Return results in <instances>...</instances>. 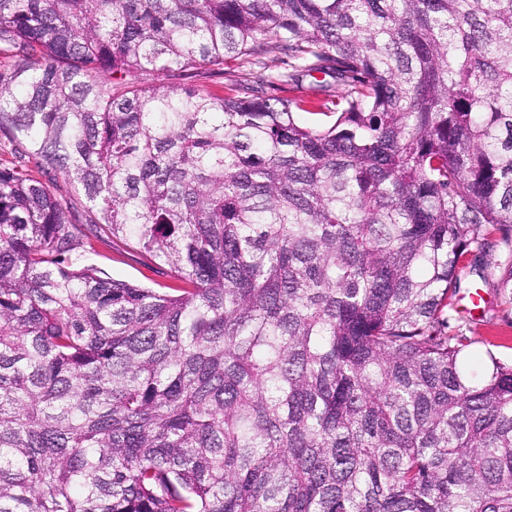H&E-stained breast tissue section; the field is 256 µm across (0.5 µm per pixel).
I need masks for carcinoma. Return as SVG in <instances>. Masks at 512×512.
I'll list each match as a JSON object with an SVG mask.
<instances>
[{"mask_svg": "<svg viewBox=\"0 0 512 512\" xmlns=\"http://www.w3.org/2000/svg\"><path fill=\"white\" fill-rule=\"evenodd\" d=\"M0 47V512H512V365L448 334L465 258L512 304V0H0ZM251 61L253 64L246 63L244 67L241 68H239L241 65H238V62H231L224 63L223 68L212 67L211 69L203 68L185 72L174 71L168 76L163 77H157L153 73L144 72L139 76V81L144 84H150L156 82L157 79H164V82L173 86H197L213 94H222L224 93V87L229 82L227 80L229 78V72L248 78L249 80H254V78L251 77L288 68V66L284 64L288 63L287 59L283 55L275 53L261 56ZM249 73H251V75H247ZM29 165L33 170L36 171L35 174L38 177H40L42 179V181L45 182L53 192L63 193V194L70 193V197L72 199V203H73L75 211L78 212L79 214H85V212L88 209V203H86V200L84 199L83 196L78 195L77 193H75L72 190V188L67 183V181L64 180V177L52 172L48 178V176H46L45 174H43L41 172L37 173V168L34 166L33 163H29ZM50 178H52V179H50ZM53 178H55V180ZM84 242H89L93 250L88 256L92 263L98 265L110 277L142 284L149 288L172 292L169 288H177L176 280L171 276L168 267L158 266L149 257L131 246L112 244L111 239H97L90 235Z\"/></svg>", "mask_w": 512, "mask_h": 512, "instance_id": "cac0c4a2", "label": "carcinoma"}]
</instances>
